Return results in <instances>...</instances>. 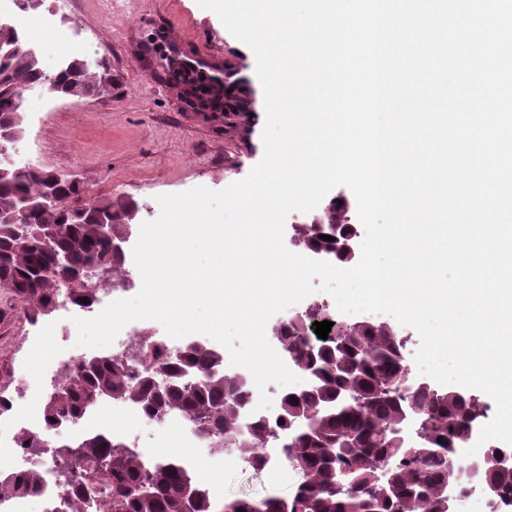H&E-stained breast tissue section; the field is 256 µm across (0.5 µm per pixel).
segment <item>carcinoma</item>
Masks as SVG:
<instances>
[{
	"label": "carcinoma",
	"instance_id": "carcinoma-1",
	"mask_svg": "<svg viewBox=\"0 0 512 512\" xmlns=\"http://www.w3.org/2000/svg\"><path fill=\"white\" fill-rule=\"evenodd\" d=\"M27 45L20 28L0 21V46ZM109 66L91 70L72 59L55 73L51 92L61 97L102 98L112 85L103 82ZM44 84L35 52L0 56V125L19 126L21 105L11 100L13 88ZM186 104L204 99L219 110L234 112L236 100L224 99L215 75L185 70ZM45 169H10L0 173V210L24 198H38L56 187L61 205L31 213V223L45 236L18 235L13 224H0V287L29 305L37 319L52 313L61 290L70 301L87 307L96 301L97 282L90 268L106 267L115 280L124 277V256L110 240L126 236L139 210L131 199L88 205L79 181L52 182ZM348 203L329 199L310 223L297 229L296 242L316 254L334 255L346 264L356 255L343 245L352 227L342 223ZM104 214L107 227L99 224ZM334 237L332 241L321 236ZM62 257L66 281L57 279L56 257ZM87 298L83 303L81 298ZM321 313L295 319L279 328L288 355L308 369L310 388L281 398L280 420L260 419L241 433L244 391L242 376L224 373V353L203 343H188L174 362L159 364L156 341L139 343L128 357L107 355L64 368L68 378L59 396L43 405L50 428H63L95 404L121 401L151 417L170 415L215 433L213 446L235 450L256 470L266 467L256 449L279 440L285 464L301 475L292 495L263 499L266 512H448V475L468 466L457 457L484 412L467 390L413 382L398 332L388 324L350 322L336 327L339 344L326 347L312 340V325ZM191 374L201 384L189 382ZM419 429L412 442L408 426ZM56 479L60 496L55 512H251L248 498L216 500L184 460L173 455L150 458L110 433L87 432L58 447ZM486 483L498 496L512 493V463L488 465ZM39 474L0 478V498L32 489Z\"/></svg>",
	"mask_w": 512,
	"mask_h": 512
}]
</instances>
